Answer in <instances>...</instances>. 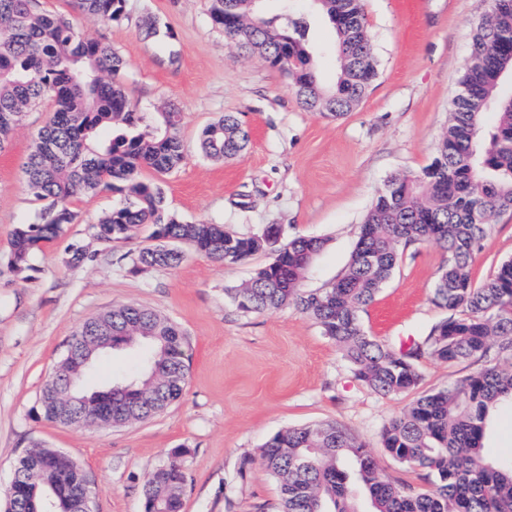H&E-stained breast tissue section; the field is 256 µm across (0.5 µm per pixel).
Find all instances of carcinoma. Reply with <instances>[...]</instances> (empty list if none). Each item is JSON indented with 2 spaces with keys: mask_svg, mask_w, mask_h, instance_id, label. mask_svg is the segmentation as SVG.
Wrapping results in <instances>:
<instances>
[{
  "mask_svg": "<svg viewBox=\"0 0 512 512\" xmlns=\"http://www.w3.org/2000/svg\"><path fill=\"white\" fill-rule=\"evenodd\" d=\"M313 2L336 35L339 70L331 86L323 83L311 50L313 18L286 10L270 15L251 0H210V18L236 46L272 58L303 107L339 118L360 102L376 75L363 0ZM124 3L74 0L79 12L108 21L120 19ZM469 58L432 162L387 180L363 217L347 267L328 287L306 292L302 279L326 239L270 242L261 232L244 236L221 224L178 220L161 185L143 172L163 176L181 165V113L137 111L121 83V57L84 38L70 17L44 9L41 0H0V151L31 107L47 101L52 112L24 166L27 187L42 203L38 222L15 228L8 265L17 273L29 269L30 256L74 223L70 199L101 189L118 191L127 202L99 220L97 238L126 241L147 224L158 240L131 255L135 270L177 266L182 251L166 249L175 239L224 263L268 250L272 261L233 290L236 307L254 313L292 305L308 314L341 347L353 377L379 395L418 389L427 358L448 364L490 359L465 378L419 396L382 430L386 451L424 471L427 487L391 482L338 423H309L274 435L261 450L262 465L279 484L280 512H363L361 495L369 512H512V457L492 462L484 447L490 417L512 406V260L483 285L472 273L490 223L512 210V95L501 93L512 77V0H490L488 19L473 31ZM489 110L496 119L488 127L483 114ZM103 128L112 129L110 137L100 136ZM249 142L240 120L225 114L205 127L201 150L210 158H231ZM425 242L440 244L447 255L433 301L448 316L395 351L366 331L361 313L391 277L400 250ZM111 326L112 348L143 353L140 377L112 384L113 420L132 411L151 417L178 401L189 374L181 328L133 305L112 309ZM175 367L182 370L180 386H158ZM60 476L46 467L20 470L8 496L15 512H45ZM187 488L182 467L151 472L145 512H182Z\"/></svg>",
  "mask_w": 512,
  "mask_h": 512,
  "instance_id": "obj_1",
  "label": "carcinoma"
}]
</instances>
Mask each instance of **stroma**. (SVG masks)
Listing matches in <instances>:
<instances>
[{"label": "stroma", "instance_id": "obj_1", "mask_svg": "<svg viewBox=\"0 0 512 512\" xmlns=\"http://www.w3.org/2000/svg\"><path fill=\"white\" fill-rule=\"evenodd\" d=\"M377 77L339 119L299 104L280 69L228 43L212 24L209 0H126L119 20L77 13L72 0H42L72 16L84 37L125 60V91L140 111L176 107L184 160L161 176L167 205L180 220L224 225L238 234L278 224L284 239H326L302 286L333 283L348 264L359 225L393 175L417 172L435 155L448 126L471 33L487 0H363ZM234 113L250 132L240 156L213 161L199 139L208 124ZM50 117L31 108L0 153V505L16 460L42 446L63 451L87 472L95 512H144L146 475L185 449L190 478L183 512H279L276 479L260 464L266 440L304 424L334 421L371 453L391 481L423 486L381 445L384 425L413 395L383 397L359 384L335 342L309 315L286 305L240 312L230 291L268 264L267 251L224 264L186 251L174 268L133 271L130 256L149 246L150 227L127 242L96 237L99 217L118 206L116 191L78 195L74 223L38 252L31 267L8 266L10 238L37 220L23 163ZM82 248L81 265L65 261ZM444 250L422 243L401 250L392 276L362 315L370 335L405 347L444 318L432 293ZM512 258V211L498 215L476 253L484 284ZM122 305L154 310L186 338L189 375L182 397L162 414L127 426L67 428L37 413L46 379L86 320ZM139 353L114 351L86 377L104 387L135 379Z\"/></svg>", "mask_w": 512, "mask_h": 512}]
</instances>
